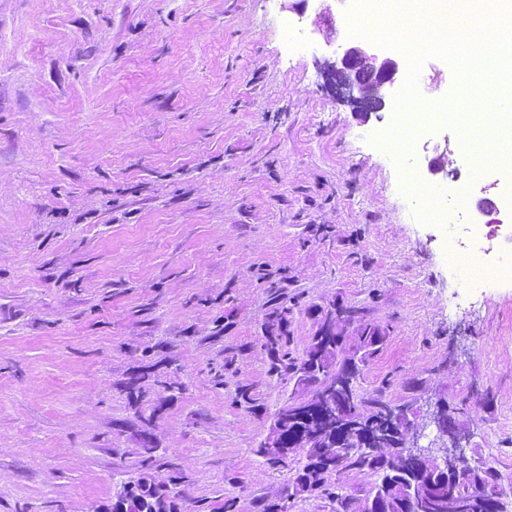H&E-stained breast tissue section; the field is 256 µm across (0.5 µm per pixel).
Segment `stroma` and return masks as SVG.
Here are the masks:
<instances>
[{
    "label": "stroma",
    "instance_id": "35a3bbf8",
    "mask_svg": "<svg viewBox=\"0 0 512 512\" xmlns=\"http://www.w3.org/2000/svg\"><path fill=\"white\" fill-rule=\"evenodd\" d=\"M323 7L0 0V512H94L146 470L181 512H336L293 494L303 450L259 449L314 392L270 337L302 359L340 307L386 329L357 394L430 436L443 401L512 512V286L464 294L443 246L504 172L469 183L449 127L407 164L371 144L394 109L328 84L352 10L331 36ZM454 83L426 58L424 106Z\"/></svg>",
    "mask_w": 512,
    "mask_h": 512
}]
</instances>
